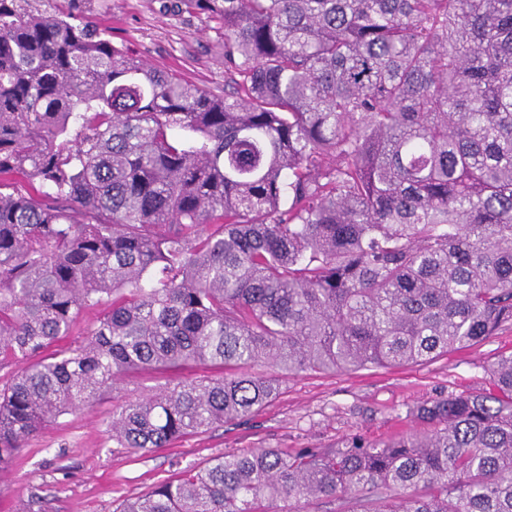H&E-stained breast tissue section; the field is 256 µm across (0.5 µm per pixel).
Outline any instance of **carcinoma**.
Returning a JSON list of instances; mask_svg holds the SVG:
<instances>
[{"label":"carcinoma","mask_w":512,"mask_h":512,"mask_svg":"<svg viewBox=\"0 0 512 512\" xmlns=\"http://www.w3.org/2000/svg\"><path fill=\"white\" fill-rule=\"evenodd\" d=\"M44 2L0 0V469L131 373L224 370L122 402L106 433L145 453L255 413L279 378L252 365L512 322V0H182L224 29L222 95ZM489 373L426 431L228 452L116 512H512V354Z\"/></svg>","instance_id":"carcinoma-1"}]
</instances>
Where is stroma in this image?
I'll list each match as a JSON object with an SVG mask.
<instances>
[{
	"label": "stroma",
	"instance_id": "35a3bbf8",
	"mask_svg": "<svg viewBox=\"0 0 512 512\" xmlns=\"http://www.w3.org/2000/svg\"><path fill=\"white\" fill-rule=\"evenodd\" d=\"M171 0H92L88 13L113 44L145 64L173 71L216 93L224 90V39L196 11ZM512 353V323L494 336L439 359L399 368L282 375L275 399L233 424L190 434L142 454L106 435L119 403L158 392L179 377L209 378L197 365L182 375L141 371L31 437L0 471V512H116L159 481L248 448H329L352 434L386 438L419 429L413 412L430 398L489 386V368Z\"/></svg>",
	"mask_w": 512,
	"mask_h": 512
}]
</instances>
